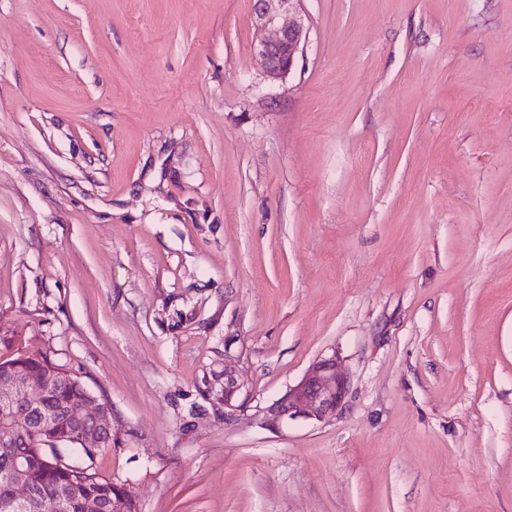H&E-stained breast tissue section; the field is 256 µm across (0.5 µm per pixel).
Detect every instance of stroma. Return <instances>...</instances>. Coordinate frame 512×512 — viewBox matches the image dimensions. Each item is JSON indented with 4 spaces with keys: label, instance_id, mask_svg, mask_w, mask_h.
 Returning <instances> with one entry per match:
<instances>
[{
    "label": "stroma",
    "instance_id": "stroma-1",
    "mask_svg": "<svg viewBox=\"0 0 512 512\" xmlns=\"http://www.w3.org/2000/svg\"><path fill=\"white\" fill-rule=\"evenodd\" d=\"M301 10L274 82L252 0H0V361L109 405L137 512H512V0ZM49 360L46 356L28 355L18 356L0 362V371L7 372L9 369H23L29 372L43 373L47 371ZM347 392L348 381L338 368L336 356L321 357L296 385L261 410L263 422L272 429L297 419L325 422L343 407ZM243 383L240 381L236 370L229 363L224 364V414L225 416H231L241 405H237V399L242 391ZM221 395V397H222Z\"/></svg>",
    "mask_w": 512,
    "mask_h": 512
}]
</instances>
